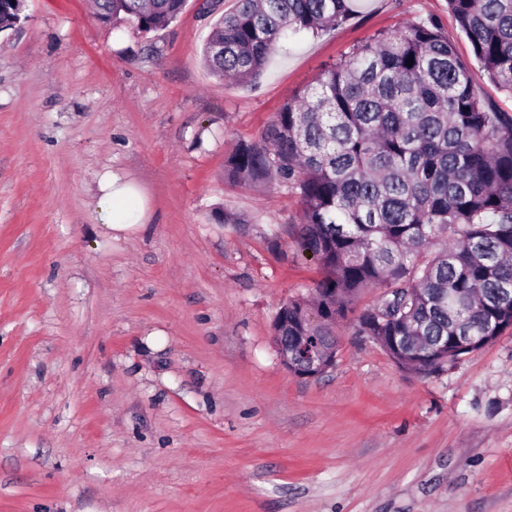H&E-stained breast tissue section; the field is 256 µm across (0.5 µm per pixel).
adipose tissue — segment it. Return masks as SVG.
<instances>
[{"label":"adipose tissue","mask_w":512,"mask_h":512,"mask_svg":"<svg viewBox=\"0 0 512 512\" xmlns=\"http://www.w3.org/2000/svg\"><path fill=\"white\" fill-rule=\"evenodd\" d=\"M140 194L134 184L122 180L113 173H105L98 182L97 212L107 230L131 232L145 218L138 200Z\"/></svg>","instance_id":"ef3b65f1"}]
</instances>
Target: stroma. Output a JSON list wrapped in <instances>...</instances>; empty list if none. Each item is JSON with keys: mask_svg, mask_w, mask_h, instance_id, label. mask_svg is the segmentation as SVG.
I'll list each match as a JSON object with an SVG mask.
<instances>
[{"mask_svg": "<svg viewBox=\"0 0 512 512\" xmlns=\"http://www.w3.org/2000/svg\"><path fill=\"white\" fill-rule=\"evenodd\" d=\"M201 3L145 32L26 0L0 32V512H512V330L415 375L358 334L372 289L334 366L296 377L272 323L322 275L295 246L303 203L224 178L325 68L413 21L439 23L496 111L512 97L448 0H360L247 83L204 65ZM105 172L144 197L138 231L102 227Z\"/></svg>", "mask_w": 512, "mask_h": 512, "instance_id": "stroma-1", "label": "stroma"}]
</instances>
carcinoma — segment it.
Segmentation results:
<instances>
[{
  "label": "carcinoma",
  "instance_id": "1",
  "mask_svg": "<svg viewBox=\"0 0 512 512\" xmlns=\"http://www.w3.org/2000/svg\"><path fill=\"white\" fill-rule=\"evenodd\" d=\"M184 0H96L104 23L161 29ZM476 63L512 96V0H448ZM354 0H237L203 48L209 70L257 78L288 33L347 22ZM413 64L406 65V60ZM235 184L286 185L304 203L295 240L323 276L285 303L274 336L332 335L380 288L357 330L428 376L512 327V114L471 90L431 20L380 34L285 102L224 164Z\"/></svg>",
  "mask_w": 512,
  "mask_h": 512
}]
</instances>
